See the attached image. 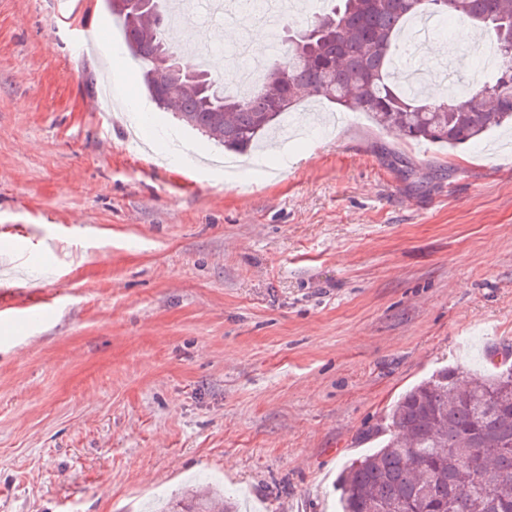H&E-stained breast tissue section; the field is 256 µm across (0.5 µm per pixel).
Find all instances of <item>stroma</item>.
<instances>
[{
	"instance_id": "stroma-1",
	"label": "stroma",
	"mask_w": 512,
	"mask_h": 512,
	"mask_svg": "<svg viewBox=\"0 0 512 512\" xmlns=\"http://www.w3.org/2000/svg\"><path fill=\"white\" fill-rule=\"evenodd\" d=\"M0 0V512H144L204 485L336 512L368 428L445 366L512 355V130L453 149L369 119L228 182L153 109L104 0ZM104 37L81 54L76 29ZM121 80H114L113 62Z\"/></svg>"
}]
</instances>
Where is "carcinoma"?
I'll return each instance as SVG.
<instances>
[{
    "mask_svg": "<svg viewBox=\"0 0 512 512\" xmlns=\"http://www.w3.org/2000/svg\"><path fill=\"white\" fill-rule=\"evenodd\" d=\"M288 34L284 60L249 96L231 94L203 70L184 68L167 33L168 0H133L116 14L125 43L162 108L245 152L307 95L410 141L469 144L512 123V0H328ZM430 11L482 28L501 58L496 73L457 98L436 102L389 80V51L403 21ZM372 454L339 474L341 512H512V368L466 378L442 368L408 390L385 418ZM164 512H236L199 494Z\"/></svg>",
    "mask_w": 512,
    "mask_h": 512,
    "instance_id": "carcinoma-1",
    "label": "carcinoma"
}]
</instances>
